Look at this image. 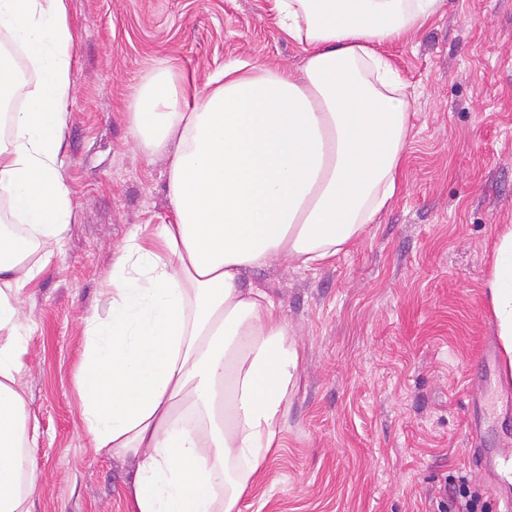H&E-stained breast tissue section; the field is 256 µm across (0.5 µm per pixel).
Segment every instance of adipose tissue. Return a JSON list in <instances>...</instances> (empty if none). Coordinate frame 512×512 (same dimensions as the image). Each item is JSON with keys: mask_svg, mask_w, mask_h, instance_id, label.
<instances>
[{"mask_svg": "<svg viewBox=\"0 0 512 512\" xmlns=\"http://www.w3.org/2000/svg\"><path fill=\"white\" fill-rule=\"evenodd\" d=\"M446 0H273L304 44L300 67L225 66L206 94L167 64L136 87L133 138L167 160L172 219L134 230L85 321L74 389L83 435L133 469L129 512H241L280 446L299 351L279 305L243 275L287 259L314 269L391 207L412 129L410 93L385 48ZM0 29L35 81L0 56V98L18 101L0 142V197L25 234L0 233V512H30L39 440L20 377L26 287L48 267L74 208L60 171L74 95L67 0H0ZM512 376V225L486 281Z\"/></svg>", "mask_w": 512, "mask_h": 512, "instance_id": "adipose-tissue-1", "label": "adipose tissue"}]
</instances>
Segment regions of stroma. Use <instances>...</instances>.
Instances as JSON below:
<instances>
[{"instance_id":"35a3bbf8","label":"stroma","mask_w":512,"mask_h":512,"mask_svg":"<svg viewBox=\"0 0 512 512\" xmlns=\"http://www.w3.org/2000/svg\"><path fill=\"white\" fill-rule=\"evenodd\" d=\"M273 0H67L75 94L61 171L75 220L39 242L20 305L21 380L41 437L31 512H128L129 465L88 448L73 378L84 323L129 231L169 222L166 160L132 138L137 82L164 60L207 93L225 65L293 69ZM389 52L413 94L399 196L328 265L283 260L245 283L279 303L300 352L281 446L242 512H445L471 474L467 377L495 338L484 288L512 225V0H447Z\"/></svg>"}]
</instances>
